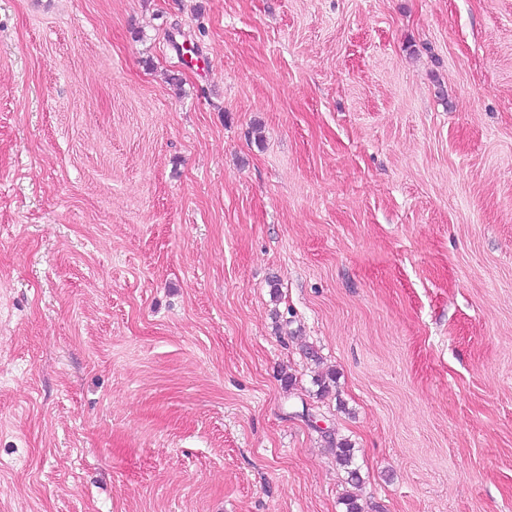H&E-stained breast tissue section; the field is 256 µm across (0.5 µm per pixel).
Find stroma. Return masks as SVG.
Here are the masks:
<instances>
[{"label":"stroma","instance_id":"1","mask_svg":"<svg viewBox=\"0 0 512 512\" xmlns=\"http://www.w3.org/2000/svg\"><path fill=\"white\" fill-rule=\"evenodd\" d=\"M330 436L512 512V0H0V512H344Z\"/></svg>","mask_w":512,"mask_h":512}]
</instances>
